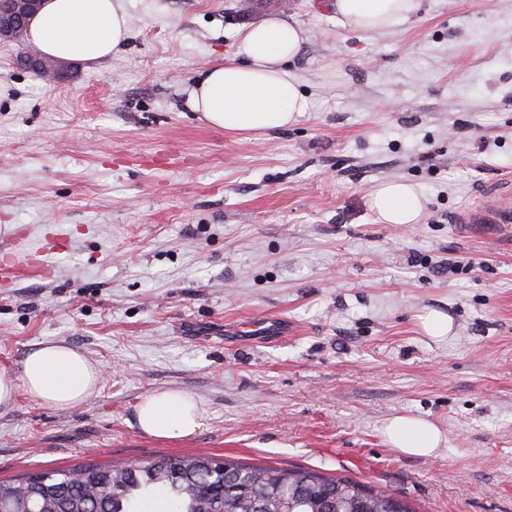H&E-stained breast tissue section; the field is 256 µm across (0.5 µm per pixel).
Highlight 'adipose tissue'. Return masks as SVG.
I'll return each instance as SVG.
<instances>
[{"mask_svg": "<svg viewBox=\"0 0 512 512\" xmlns=\"http://www.w3.org/2000/svg\"><path fill=\"white\" fill-rule=\"evenodd\" d=\"M340 23L369 32L404 24L417 0H333ZM31 42L42 54L94 64L110 58L129 38L127 15L119 0H44L28 26ZM306 41L292 16L272 14L250 24L240 39V61L217 64L196 83L192 111L206 123L235 133H275L308 109V100L290 65ZM426 200L418 189L386 181L370 196V208L385 224L418 223ZM100 368L79 349L42 342L26 357L22 374L0 370V405L13 401L17 389L57 409L84 402L100 382ZM145 433L160 439L187 438L202 425V412L188 393L154 392L136 410ZM385 443L400 454L430 457L445 438L433 422L405 414L387 419Z\"/></svg>", "mask_w": 512, "mask_h": 512, "instance_id": "1", "label": "adipose tissue"}]
</instances>
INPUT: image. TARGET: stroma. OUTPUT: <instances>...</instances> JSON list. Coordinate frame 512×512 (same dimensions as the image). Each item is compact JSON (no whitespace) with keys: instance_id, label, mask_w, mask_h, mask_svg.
Wrapping results in <instances>:
<instances>
[{"instance_id":"stroma-1","label":"stroma","mask_w":512,"mask_h":512,"mask_svg":"<svg viewBox=\"0 0 512 512\" xmlns=\"http://www.w3.org/2000/svg\"><path fill=\"white\" fill-rule=\"evenodd\" d=\"M124 7V49L60 82L0 42V253L52 267L0 276V369L55 341L102 371L73 409L0 406V480L206 453L356 476L416 512H512V235L457 221L512 185V0H419L368 33L291 0L309 110L272 134L212 127L188 92L277 0ZM390 180L422 191L420 223L376 222ZM433 310L445 340L421 330ZM261 316L282 333L225 339ZM170 389L203 411L191 437L137 425ZM397 414L442 430L435 456L384 444ZM421 328L426 336L441 339L448 336L452 329V320L448 315L440 312L431 311L421 316Z\"/></svg>"}]
</instances>
